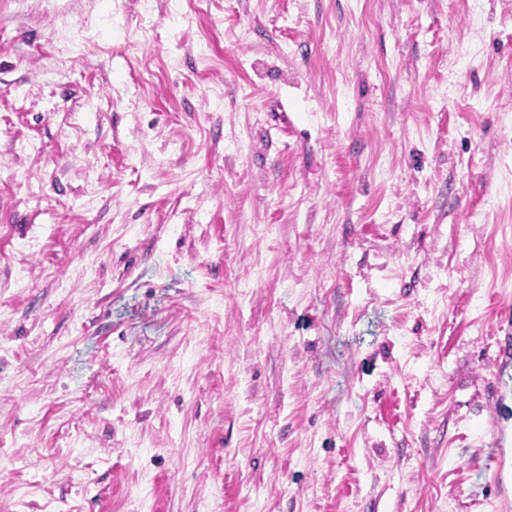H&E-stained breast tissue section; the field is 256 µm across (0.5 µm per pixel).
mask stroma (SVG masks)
<instances>
[{
  "instance_id": "stroma-1",
  "label": "stroma",
  "mask_w": 512,
  "mask_h": 512,
  "mask_svg": "<svg viewBox=\"0 0 512 512\" xmlns=\"http://www.w3.org/2000/svg\"><path fill=\"white\" fill-rule=\"evenodd\" d=\"M512 0H0V512H512Z\"/></svg>"
}]
</instances>
